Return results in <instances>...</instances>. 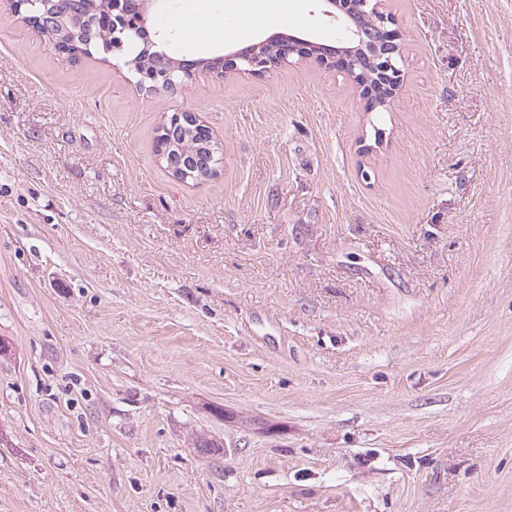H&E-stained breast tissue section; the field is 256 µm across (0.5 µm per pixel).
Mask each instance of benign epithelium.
<instances>
[{
	"label": "benign epithelium",
	"instance_id": "obj_1",
	"mask_svg": "<svg viewBox=\"0 0 512 512\" xmlns=\"http://www.w3.org/2000/svg\"><path fill=\"white\" fill-rule=\"evenodd\" d=\"M165 0H112V50L121 51L123 36L128 31L148 33L149 7ZM323 14L336 22L346 33L348 46L336 48L294 35H280L261 41L230 54H224L209 66L195 61L180 63L163 50L153 54L148 69L136 68V62L126 61L137 77V84L148 92L173 91L200 74L247 71L254 76H266L292 57L310 60L330 73L346 75L355 86L366 112L386 109L402 91L405 83L404 56L397 43L389 0H322ZM15 14L45 37L56 52L73 62L83 52H91L97 33L89 15L93 10L82 0V10L76 12L78 24L68 29L61 14V0H10ZM197 127L216 141L213 129L190 112H177L166 120L160 131L173 139L177 127Z\"/></svg>",
	"mask_w": 512,
	"mask_h": 512
}]
</instances>
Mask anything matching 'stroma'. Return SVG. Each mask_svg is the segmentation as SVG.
<instances>
[{
    "instance_id": "stroma-1",
    "label": "stroma",
    "mask_w": 512,
    "mask_h": 512,
    "mask_svg": "<svg viewBox=\"0 0 512 512\" xmlns=\"http://www.w3.org/2000/svg\"><path fill=\"white\" fill-rule=\"evenodd\" d=\"M300 4L150 28L345 45ZM392 11L378 114L308 61L150 93L0 0V512H512V0ZM181 111L217 176L158 161Z\"/></svg>"
}]
</instances>
